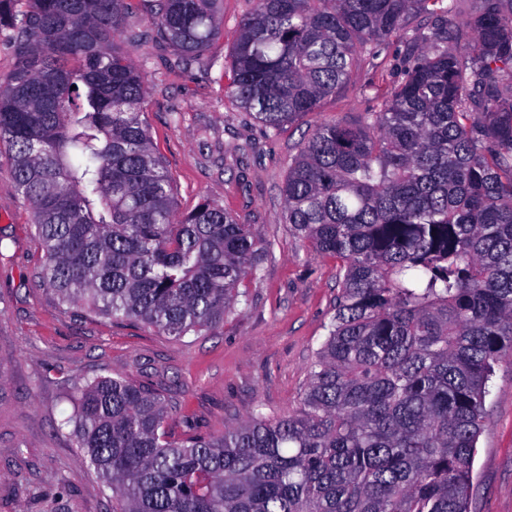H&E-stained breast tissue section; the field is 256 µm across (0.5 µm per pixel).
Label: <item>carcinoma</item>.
Here are the masks:
<instances>
[{"mask_svg":"<svg viewBox=\"0 0 512 512\" xmlns=\"http://www.w3.org/2000/svg\"><path fill=\"white\" fill-rule=\"evenodd\" d=\"M456 0H257L227 85L275 132L346 83L408 13L442 25L356 124L316 127L288 167L289 232L342 261L295 414L166 439L161 395L120 378L74 385L64 425L112 512H469L495 366L512 353V17L482 0L448 45ZM219 0H158L157 36L191 61L222 34ZM126 0H0L15 62L0 80L43 283L181 339L247 302L266 248L207 201L176 209L142 119L144 71L117 46Z\"/></svg>","mask_w":512,"mask_h":512,"instance_id":"carcinoma-1","label":"carcinoma"}]
</instances>
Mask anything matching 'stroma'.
<instances>
[{
    "mask_svg": "<svg viewBox=\"0 0 512 512\" xmlns=\"http://www.w3.org/2000/svg\"><path fill=\"white\" fill-rule=\"evenodd\" d=\"M152 0H127L117 36L132 46L147 91L152 146L176 189L179 212L207 201L251 225L270 254L248 301L202 336L175 340L136 320L61 306L38 273L45 254L32 212L0 145V512H112V492L81 459L63 421L72 382L121 377L165 397L170 440L217 436L255 409L298 410L326 338L341 262L314 254L284 222L282 186L307 134L324 122L357 121L403 80L410 45H424L436 15H410L377 56L357 53L346 84L315 112L266 129L224 91L240 22L255 0H224L223 35L182 62L151 23ZM469 495L472 512H512V356L495 368Z\"/></svg>",
    "mask_w": 512,
    "mask_h": 512,
    "instance_id": "35a3bbf8",
    "label": "stroma"
}]
</instances>
